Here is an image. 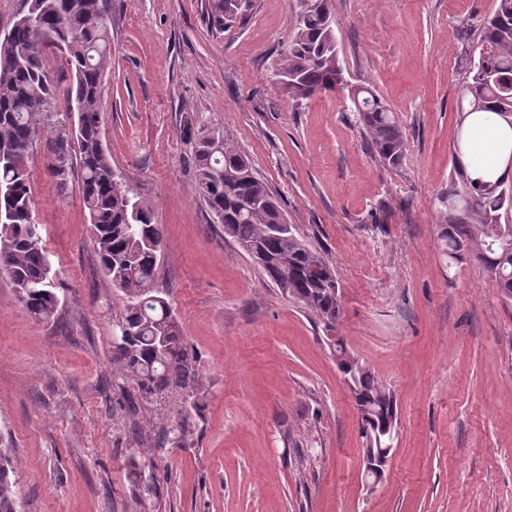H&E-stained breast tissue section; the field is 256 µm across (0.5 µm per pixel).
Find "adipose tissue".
<instances>
[{"label": "adipose tissue", "mask_w": 512, "mask_h": 512, "mask_svg": "<svg viewBox=\"0 0 512 512\" xmlns=\"http://www.w3.org/2000/svg\"><path fill=\"white\" fill-rule=\"evenodd\" d=\"M468 144L459 160L472 179L497 181L512 177V126L479 112L465 122Z\"/></svg>", "instance_id": "obj_1"}]
</instances>
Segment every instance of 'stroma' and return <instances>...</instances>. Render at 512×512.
I'll return each instance as SVG.
<instances>
[{
	"mask_svg": "<svg viewBox=\"0 0 512 512\" xmlns=\"http://www.w3.org/2000/svg\"><path fill=\"white\" fill-rule=\"evenodd\" d=\"M296 0H252L218 29L208 0H109L105 138L162 224L159 289L203 365L189 446L156 461L162 512H512V305L437 235L467 42L494 0H332L347 87L292 99L275 71ZM374 90L406 142L381 165L353 112ZM231 133L340 284L336 333L393 393L398 438L366 481L351 392L317 319L225 239L184 134ZM62 302L38 321L0 279V444L21 512H132L134 433L171 414L112 410V320L77 183L29 156Z\"/></svg>",
	"mask_w": 512,
	"mask_h": 512,
	"instance_id": "obj_1",
	"label": "stroma"
}]
</instances>
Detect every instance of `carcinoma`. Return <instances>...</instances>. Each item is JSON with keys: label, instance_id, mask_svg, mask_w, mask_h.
Masks as SVG:
<instances>
[{"label": "carcinoma", "instance_id": "1", "mask_svg": "<svg viewBox=\"0 0 512 512\" xmlns=\"http://www.w3.org/2000/svg\"><path fill=\"white\" fill-rule=\"evenodd\" d=\"M250 0H209L212 25L221 28L243 16ZM107 0H20L0 38V272L17 287L20 304L48 320L61 303L59 281L34 215L28 160L44 141L47 170L60 190L77 178L88 210L90 235L102 278L120 297L112 321V384L119 410L135 416L152 403L174 408L150 437L151 455L129 463L133 500L160 499V481L143 480L153 457L189 445L195 417L205 404L198 355L180 335L167 298L154 288L164 246L162 225L151 204L120 176L104 142L103 82L112 68ZM332 0H297L288 42L276 75L295 99L346 88L336 43ZM65 56L70 81L54 80L46 49ZM354 95L357 119L372 153L384 166L399 167L405 141L390 110L368 88ZM460 119L474 112L499 117L512 113V0H495L492 14L478 25L459 85ZM190 164L199 194L212 216L223 215L224 237L245 254L261 251L264 275L286 297L314 315L337 353L347 352L332 336L340 313V286L334 267L292 228L280 237L270 226L284 219L279 198L257 175L234 137L220 129H189ZM442 219L438 240L455 261L471 251L506 303L512 302V245L498 236L512 215V182L472 179L453 155L450 187L438 197ZM364 410L359 425L364 449L394 446L398 410L393 393L357 357L339 361ZM192 402H187L188 396ZM10 449L0 448V512H20Z\"/></svg>", "mask_w": 512, "mask_h": 512}]
</instances>
